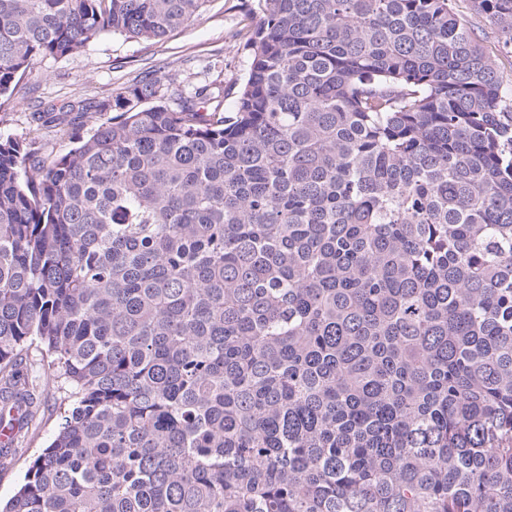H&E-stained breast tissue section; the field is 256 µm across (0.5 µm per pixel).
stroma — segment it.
<instances>
[{"label":"stroma","instance_id":"35a3bbf8","mask_svg":"<svg viewBox=\"0 0 512 512\" xmlns=\"http://www.w3.org/2000/svg\"><path fill=\"white\" fill-rule=\"evenodd\" d=\"M250 6L251 0H210L192 24L164 38L138 40L111 32L77 53L42 61L14 85L10 98L0 101V136L36 140L47 153L67 150L68 123L42 125L39 108L79 100L108 102L151 76L170 80L186 95L207 85L235 97L247 70L248 52L240 31L250 22ZM456 8L499 71L512 78V51L499 45L496 26L475 14L470 0H456ZM60 423L54 395H45L36 425L24 438L23 452L0 467V501L14 494L31 459L49 444Z\"/></svg>","mask_w":512,"mask_h":512}]
</instances>
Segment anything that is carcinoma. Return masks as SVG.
<instances>
[{
  "instance_id": "obj_1",
  "label": "carcinoma",
  "mask_w": 512,
  "mask_h": 512,
  "mask_svg": "<svg viewBox=\"0 0 512 512\" xmlns=\"http://www.w3.org/2000/svg\"><path fill=\"white\" fill-rule=\"evenodd\" d=\"M208 2L0 0V98ZM455 2L255 0L232 105L0 139V466L63 413L0 512H512V101Z\"/></svg>"
}]
</instances>
